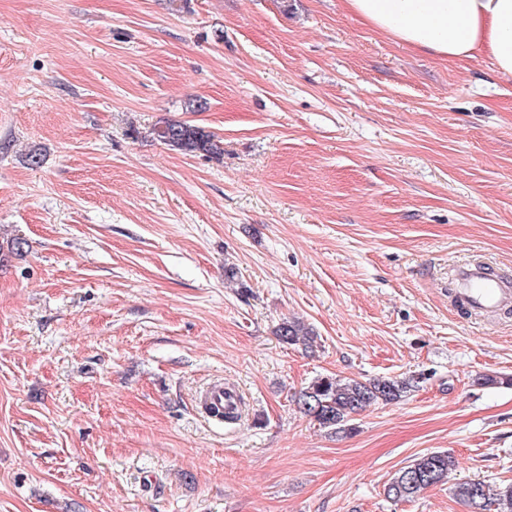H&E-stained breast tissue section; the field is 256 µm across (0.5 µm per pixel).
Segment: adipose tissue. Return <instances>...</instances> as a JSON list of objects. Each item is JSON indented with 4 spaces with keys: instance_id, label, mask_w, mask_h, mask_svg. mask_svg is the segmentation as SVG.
I'll return each instance as SVG.
<instances>
[{
    "instance_id": "ef3b65f1",
    "label": "adipose tissue",
    "mask_w": 512,
    "mask_h": 512,
    "mask_svg": "<svg viewBox=\"0 0 512 512\" xmlns=\"http://www.w3.org/2000/svg\"><path fill=\"white\" fill-rule=\"evenodd\" d=\"M395 42L450 61L488 54L512 77V0H344Z\"/></svg>"
}]
</instances>
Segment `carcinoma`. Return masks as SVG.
Segmentation results:
<instances>
[{"label":"carcinoma","mask_w":512,"mask_h":512,"mask_svg":"<svg viewBox=\"0 0 512 512\" xmlns=\"http://www.w3.org/2000/svg\"><path fill=\"white\" fill-rule=\"evenodd\" d=\"M154 138L168 147L185 153H203L220 156L224 153L221 141L202 128L187 123L171 121L153 127ZM276 335L289 346H300L313 351L316 336L312 330L297 320L279 324ZM422 375L380 377L368 381L333 376L320 377L305 387L297 398L302 412L324 428L344 430L354 415L376 403H392L419 388ZM455 460L446 451H433L415 457L400 469L387 483V498L409 501L422 490L436 486L448 479ZM453 496L462 502L468 512H487L497 506V512H512V482L493 486L483 480L466 479L456 483Z\"/></svg>","instance_id":"1"}]
</instances>
